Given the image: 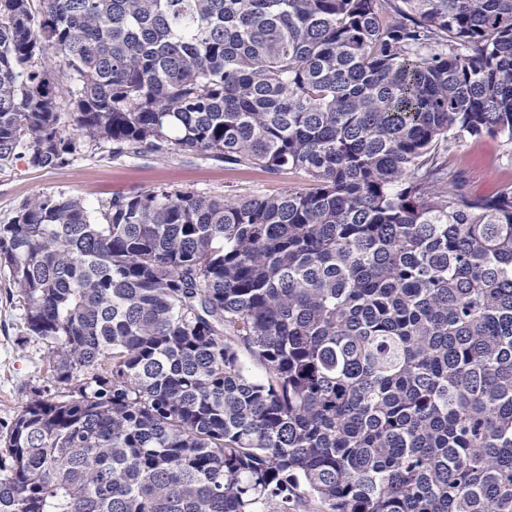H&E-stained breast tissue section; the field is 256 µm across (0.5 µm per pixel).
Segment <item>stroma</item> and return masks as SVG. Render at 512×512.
Segmentation results:
<instances>
[{
	"mask_svg": "<svg viewBox=\"0 0 512 512\" xmlns=\"http://www.w3.org/2000/svg\"><path fill=\"white\" fill-rule=\"evenodd\" d=\"M448 164L463 175L471 192L491 195L512 178V149L497 138L470 140L449 153ZM303 181L304 174L298 170L230 169L212 157L191 152L163 158L150 153L116 155L107 144L86 148L73 162L56 169H37L15 156L0 161V224L9 223L20 204L39 194L80 196L94 208L112 197L159 186L252 197L275 195ZM23 316V302L7 270L0 268V421L18 412L31 388H57L47 371V348L26 334Z\"/></svg>",
	"mask_w": 512,
	"mask_h": 512,
	"instance_id": "1",
	"label": "stroma"
}]
</instances>
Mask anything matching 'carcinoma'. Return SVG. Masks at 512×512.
Segmentation results:
<instances>
[{
	"mask_svg": "<svg viewBox=\"0 0 512 512\" xmlns=\"http://www.w3.org/2000/svg\"><path fill=\"white\" fill-rule=\"evenodd\" d=\"M486 136L512 0H0V160L306 177L0 224L59 384L0 434V512H512V182L447 160Z\"/></svg>",
	"mask_w": 512,
	"mask_h": 512,
	"instance_id": "obj_1",
	"label": "carcinoma"
}]
</instances>
